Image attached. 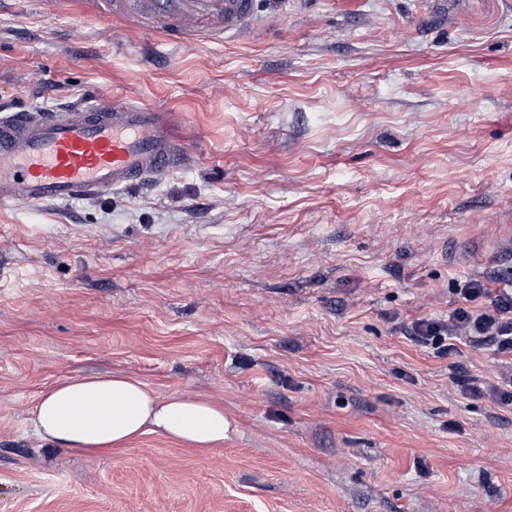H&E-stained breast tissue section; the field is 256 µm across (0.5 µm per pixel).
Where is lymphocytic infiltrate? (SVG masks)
<instances>
[{"label":"lymphocytic infiltrate","mask_w":512,"mask_h":512,"mask_svg":"<svg viewBox=\"0 0 512 512\" xmlns=\"http://www.w3.org/2000/svg\"><path fill=\"white\" fill-rule=\"evenodd\" d=\"M456 293L457 304L447 319L422 318L405 327L404 333L434 357L450 360L451 378L459 394H486L495 405H512V374L487 387L479 377L468 375L458 361L459 344L463 341L488 345L499 354L512 355V284L494 290L487 280L469 278Z\"/></svg>","instance_id":"f902f5d3"}]
</instances>
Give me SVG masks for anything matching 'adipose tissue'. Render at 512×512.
Wrapping results in <instances>:
<instances>
[{"label":"adipose tissue","mask_w":512,"mask_h":512,"mask_svg":"<svg viewBox=\"0 0 512 512\" xmlns=\"http://www.w3.org/2000/svg\"><path fill=\"white\" fill-rule=\"evenodd\" d=\"M32 422L46 442L83 452L118 449L148 433L204 451L223 444L230 429L222 404L205 397L162 400L122 373L56 384L39 399Z\"/></svg>","instance_id":"1"}]
</instances>
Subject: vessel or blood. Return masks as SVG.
I'll return each instance as SVG.
<instances>
[{"label":"vessel or blood","mask_w":512,"mask_h":512,"mask_svg":"<svg viewBox=\"0 0 512 512\" xmlns=\"http://www.w3.org/2000/svg\"><path fill=\"white\" fill-rule=\"evenodd\" d=\"M97 17L136 21L174 43H213L253 34V0H97ZM181 123L118 97L90 94L70 108L0 114V205H61L107 189H137L149 175L182 165Z\"/></svg>","instance_id":"b4317fda"}]
</instances>
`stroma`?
Here are the masks:
<instances>
[{
  "label": "stroma",
  "instance_id": "35a3bbf8",
  "mask_svg": "<svg viewBox=\"0 0 512 512\" xmlns=\"http://www.w3.org/2000/svg\"><path fill=\"white\" fill-rule=\"evenodd\" d=\"M84 2L0 6V108L115 95L186 157L0 207V512H512V407L400 331L512 282V0H254L221 45ZM112 372L222 402L223 445L36 435L42 393ZM449 366L452 370V381L456 384L460 395L479 397L488 394L491 401L497 406L512 405V372L505 378H500L496 386L489 385L485 389L481 379L468 375L460 362H452Z\"/></svg>",
  "mask_w": 512,
  "mask_h": 512
}]
</instances>
